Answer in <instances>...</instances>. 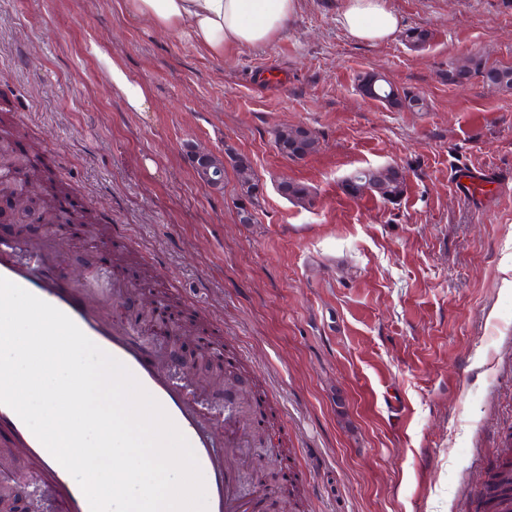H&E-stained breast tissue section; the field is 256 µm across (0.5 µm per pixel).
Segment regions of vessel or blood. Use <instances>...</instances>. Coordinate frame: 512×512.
Here are the masks:
<instances>
[{"label":"vessel or blood","mask_w":512,"mask_h":512,"mask_svg":"<svg viewBox=\"0 0 512 512\" xmlns=\"http://www.w3.org/2000/svg\"><path fill=\"white\" fill-rule=\"evenodd\" d=\"M459 193L488 192L490 182L473 169L456 170ZM0 277L6 278L67 314L96 345L119 360L162 406L188 440L203 476L207 512H252V500L237 488L232 434L238 415L223 400L208 396L190 380L189 369L159 341L144 339L118 314L122 288L113 284V305H104L87 278L67 267L62 248L45 241L21 242L0 235ZM0 434L7 435L20 462L33 464V478L52 512H90L74 478L38 441L19 416L0 405Z\"/></svg>","instance_id":"obj_1"}]
</instances>
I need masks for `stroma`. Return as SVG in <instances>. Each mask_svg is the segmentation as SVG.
<instances>
[{
  "mask_svg": "<svg viewBox=\"0 0 512 512\" xmlns=\"http://www.w3.org/2000/svg\"><path fill=\"white\" fill-rule=\"evenodd\" d=\"M402 37L369 44L339 25L341 0H306L280 38L214 58L129 17L122 0H0V100L14 108L17 151L50 159L106 223L138 247L125 283L146 274L162 307L190 310L178 348L205 339L213 358L258 383L291 464L247 448L246 492L281 512L297 485L308 512H483V483L512 445V93L450 62L512 67V0H389ZM120 64L145 86L129 109L112 88ZM376 72L422 110L364 98ZM313 130L316 153L281 154L282 126ZM246 156L262 188L240 223L233 170L199 182L190 150ZM393 167L404 195L353 197L357 171ZM499 191L463 198L453 173ZM311 190L282 197L281 181ZM72 270L111 278L113 250L66 224Z\"/></svg>",
  "mask_w": 512,
  "mask_h": 512,
  "instance_id": "obj_1",
  "label": "stroma"
}]
</instances>
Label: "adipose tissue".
Masks as SVG:
<instances>
[{
  "label": "adipose tissue",
  "instance_id": "ef3b65f1",
  "mask_svg": "<svg viewBox=\"0 0 512 512\" xmlns=\"http://www.w3.org/2000/svg\"><path fill=\"white\" fill-rule=\"evenodd\" d=\"M134 18L221 58L242 49H258L281 37L303 0H124ZM341 27L354 39L378 43L392 39L399 18L388 0H344Z\"/></svg>",
  "mask_w": 512,
  "mask_h": 512
}]
</instances>
